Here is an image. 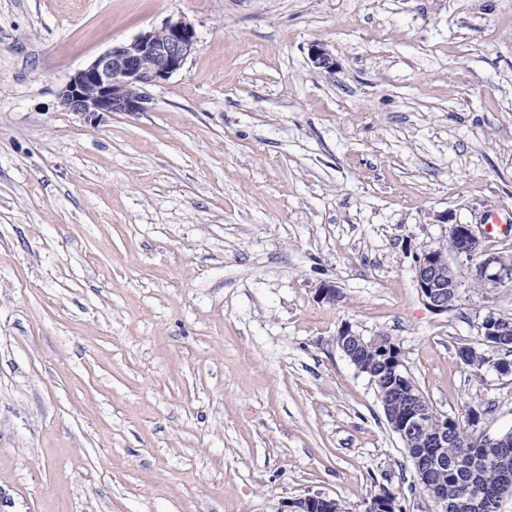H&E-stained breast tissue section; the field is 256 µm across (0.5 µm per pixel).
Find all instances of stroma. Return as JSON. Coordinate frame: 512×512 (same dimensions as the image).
Returning <instances> with one entry per match:
<instances>
[{
  "label": "stroma",
  "instance_id": "35a3bbf8",
  "mask_svg": "<svg viewBox=\"0 0 512 512\" xmlns=\"http://www.w3.org/2000/svg\"><path fill=\"white\" fill-rule=\"evenodd\" d=\"M171 16L197 48L143 112L59 105ZM453 224L512 254V0H0V512H433L335 338L512 430V374L457 354L512 285L416 288ZM337 341L341 350L346 349V347H349L351 344L360 348H350V354L353 358L361 362L355 361L354 366L357 368L358 372L368 376L371 385H373L375 389L376 385L380 384L388 374H392L393 378H400L407 384L410 383L407 368L402 358L396 355L397 346L393 341H388L387 344L382 345L377 350L375 358L369 363L362 361L369 360L373 356L372 352L361 348L376 342L375 336H362L347 327L343 330L341 335L337 337ZM365 506V511L368 512H399L403 510L396 498L383 487L371 496ZM292 507L290 512H349L342 502L319 493L298 499Z\"/></svg>",
  "mask_w": 512,
  "mask_h": 512
}]
</instances>
